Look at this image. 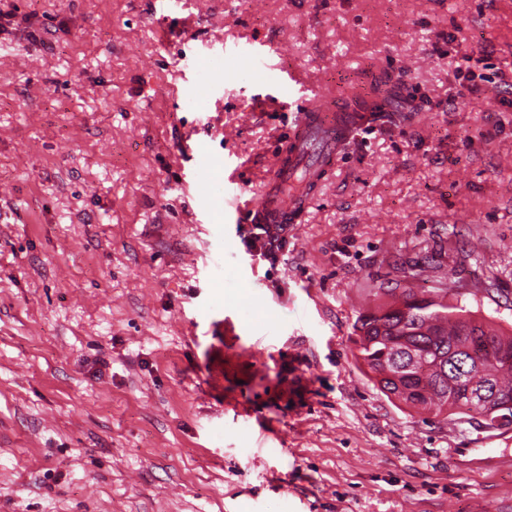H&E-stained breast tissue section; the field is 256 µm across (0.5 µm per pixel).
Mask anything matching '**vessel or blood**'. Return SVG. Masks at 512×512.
<instances>
[{
  "mask_svg": "<svg viewBox=\"0 0 512 512\" xmlns=\"http://www.w3.org/2000/svg\"><path fill=\"white\" fill-rule=\"evenodd\" d=\"M370 120V115L358 110H338L333 96L316 92L308 97L271 185L244 206L249 223L295 222L351 128Z\"/></svg>",
  "mask_w": 512,
  "mask_h": 512,
  "instance_id": "b4317fda",
  "label": "vessel or blood"
}]
</instances>
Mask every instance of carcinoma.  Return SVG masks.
Segmentation results:
<instances>
[{"mask_svg": "<svg viewBox=\"0 0 512 512\" xmlns=\"http://www.w3.org/2000/svg\"><path fill=\"white\" fill-rule=\"evenodd\" d=\"M440 270L441 263L421 266L413 261L394 260L392 269L399 277L378 290L393 301L384 303L374 310L358 315L354 330L358 346L357 358L368 369L374 386L389 398H395L407 406L444 411L457 415L467 422L478 420L483 409L478 405L458 404L448 397V378L431 370L433 362L422 363L414 378L398 388L389 374L398 373L403 362L395 358V353L387 351L383 337L395 330L407 337L412 346H428L445 360H450L463 343L462 337L480 336L495 349L512 354V337L500 336L486 327V322L475 317L473 311L460 303L448 302V296L459 294L463 287L456 267L448 269L446 282L442 287L428 293L419 294L414 290L415 283L426 269ZM401 291V298H394L395 291ZM512 362L494 363L479 357L473 360L469 380L482 385L488 380L494 382L499 392L512 397Z\"/></svg>", "mask_w": 512, "mask_h": 512, "instance_id": "obj_1", "label": "carcinoma"}]
</instances>
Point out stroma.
<instances>
[{
	"label": "stroma",
	"instance_id": "stroma-1",
	"mask_svg": "<svg viewBox=\"0 0 512 512\" xmlns=\"http://www.w3.org/2000/svg\"><path fill=\"white\" fill-rule=\"evenodd\" d=\"M0 9V512H512V426L388 398L353 329L392 255L439 245L512 333V111L448 103L477 50L512 82V0ZM380 85L258 255L228 189L264 188L311 90Z\"/></svg>",
	"mask_w": 512,
	"mask_h": 512
}]
</instances>
